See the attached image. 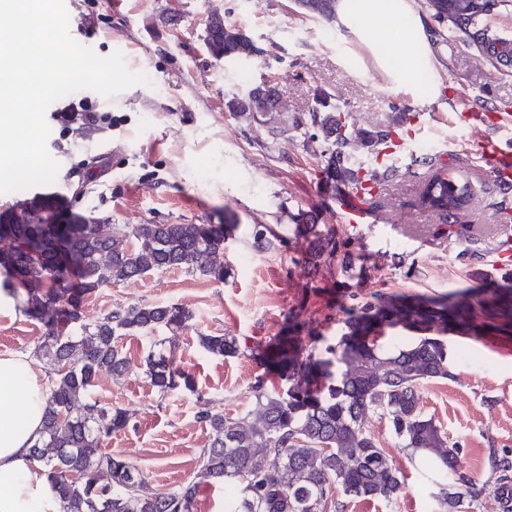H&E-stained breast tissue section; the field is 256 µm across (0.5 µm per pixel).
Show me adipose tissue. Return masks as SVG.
Returning a JSON list of instances; mask_svg holds the SVG:
<instances>
[{"instance_id":"1","label":"adipose tissue","mask_w":512,"mask_h":512,"mask_svg":"<svg viewBox=\"0 0 512 512\" xmlns=\"http://www.w3.org/2000/svg\"><path fill=\"white\" fill-rule=\"evenodd\" d=\"M331 23L394 90L415 92L422 76L438 73L429 23L413 0H335ZM50 386L30 355L0 353V512H61L31 456Z\"/></svg>"}]
</instances>
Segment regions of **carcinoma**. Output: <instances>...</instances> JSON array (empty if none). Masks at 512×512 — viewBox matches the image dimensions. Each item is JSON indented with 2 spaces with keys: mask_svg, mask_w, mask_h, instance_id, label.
<instances>
[{
  "mask_svg": "<svg viewBox=\"0 0 512 512\" xmlns=\"http://www.w3.org/2000/svg\"><path fill=\"white\" fill-rule=\"evenodd\" d=\"M308 14L329 19L334 0H297ZM497 0H424L441 38L452 34L477 51L494 69L512 63V43L491 41L484 22ZM206 45L216 57L250 56L255 46L224 20L209 21ZM263 84L248 96L227 100L228 111L267 127L274 139L288 128L270 124ZM295 127L305 128L311 142L322 141L328 155L324 173L341 186L345 201L372 209V180L381 147L393 143L390 127L350 129L345 113L323 98ZM366 150L363 160L349 151L352 140ZM419 183L421 205L438 217L437 232L468 244L478 241L473 225L460 216L471 205V183L425 157ZM68 200L36 196L12 208L15 223L0 224V271L14 296H23L24 313L44 327L36 356L51 367L41 438L31 448L59 493L62 512H194L200 485L222 483L224 512H335V491L344 495L391 501L405 489L404 477L366 428L369 414L387 418L401 448L424 456L425 480L438 488L435 497L455 508L467 497L479 501L512 487V457L492 453L494 481L476 487L457 465L460 448L427 416L420 386L450 376L448 345L439 333L479 336L498 329L509 316L512 270L491 278L472 272L484 284L481 294L454 292L439 297L376 292L366 300L339 307L341 334L318 348V339L303 346L305 324L288 314L279 334L256 353L263 368L254 383V408L230 416L211 401L199 402L198 417L210 429L199 468L192 479L174 489L143 491L144 477L129 459L102 450L112 432L125 428L131 414L114 411L90 399L102 372L121 376L129 362L115 345L122 335L176 332L192 312L177 304H133L113 309L93 323L82 319L84 300L104 286L140 279L157 270H185L224 280V241L237 229L230 218L222 224H96L83 217L63 220ZM298 236H312L315 257L340 261L345 272L356 269L349 242L318 224H298ZM288 244L258 230L254 247L267 250ZM422 333L411 344L380 342L386 328ZM210 354H242L238 337L202 335ZM146 376L159 397L180 388L195 391L191 376L162 353L150 354ZM279 383L267 387L266 379Z\"/></svg>",
  "mask_w": 512,
  "mask_h": 512,
  "instance_id": "carcinoma-1",
  "label": "carcinoma"
}]
</instances>
